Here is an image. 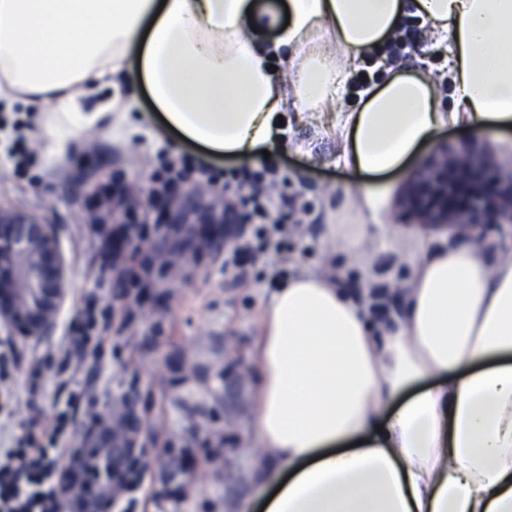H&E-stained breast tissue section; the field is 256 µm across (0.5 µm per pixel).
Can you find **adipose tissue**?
I'll use <instances>...</instances> for the list:
<instances>
[{
	"instance_id": "1",
	"label": "adipose tissue",
	"mask_w": 512,
	"mask_h": 512,
	"mask_svg": "<svg viewBox=\"0 0 512 512\" xmlns=\"http://www.w3.org/2000/svg\"><path fill=\"white\" fill-rule=\"evenodd\" d=\"M409 12L447 52L454 109L421 72L362 91L342 135L373 180L458 117L512 128V0H0V103L44 113L62 163L90 131L146 135L122 96L143 88L181 140L249 159L287 108L327 116L347 60L379 54ZM485 251L411 253L383 322L371 290L307 270L263 299L249 356L265 462L239 512H512V257Z\"/></svg>"
}]
</instances>
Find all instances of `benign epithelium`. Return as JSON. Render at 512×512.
Instances as JSON below:
<instances>
[{
  "label": "benign epithelium",
  "mask_w": 512,
  "mask_h": 512,
  "mask_svg": "<svg viewBox=\"0 0 512 512\" xmlns=\"http://www.w3.org/2000/svg\"><path fill=\"white\" fill-rule=\"evenodd\" d=\"M482 156L465 144L455 152L437 147L428 165L406 184L401 207L420 224H445L468 238L482 240L485 224H512V176L493 186ZM158 214L148 231L134 208L115 220L112 254H130L138 280L153 288L171 287L172 273L196 265L203 254L224 251L245 217L234 206L217 210L210 195L198 191L154 197ZM68 296V269L53 227L21 207L0 206V330L46 336L57 325ZM139 389L130 388L118 409L108 414L112 439L106 445L117 500L139 475L143 424L136 415Z\"/></svg>",
  "instance_id": "7a95c632"
}]
</instances>
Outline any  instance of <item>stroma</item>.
<instances>
[{"label":"stroma","instance_id":"stroma-1","mask_svg":"<svg viewBox=\"0 0 512 512\" xmlns=\"http://www.w3.org/2000/svg\"><path fill=\"white\" fill-rule=\"evenodd\" d=\"M139 100L149 137L130 144L118 134L92 132L61 165L45 158L41 127L30 113L0 108V125L18 119L28 123L24 155L9 157L12 141L0 139V205L24 206L55 229L69 270L65 322L75 320L90 302L107 316L101 369L84 373L96 388V401L80 405L78 421L88 424L89 412H105L129 386L144 395L141 411L150 427L142 463L146 480L129 493L131 512H237L240 501L253 494L252 476L264 464L251 433L256 408L249 360L263 297L304 269L339 275L355 291L403 288L414 242L445 238L456 243L460 237L449 226L417 224L400 207L407 179L428 162L432 147L385 181L373 209L360 212L350 201L357 176L344 160L340 131L291 108L269 157L206 163L197 147L176 143L147 95ZM175 158L188 169L178 189L195 188L204 179L207 192L219 201L226 183L242 170H270L283 198L280 212L293 229L288 246L258 252L234 276L225 274L223 257L207 256L199 271L175 281L167 295L146 297L135 291L119 299L115 282L124 261L113 258L111 247L89 233L92 222L111 224L112 215L103 210L90 214L87 203L95 188L115 179L165 178V164ZM332 224H382L387 233L353 258L331 243L327 228ZM64 334L60 326L47 336L17 337L6 381L16 397L28 396L34 349H56ZM229 366L246 373L230 399L220 380ZM183 450L197 464L198 478L178 476Z\"/></svg>","mask_w":512,"mask_h":512}]
</instances>
